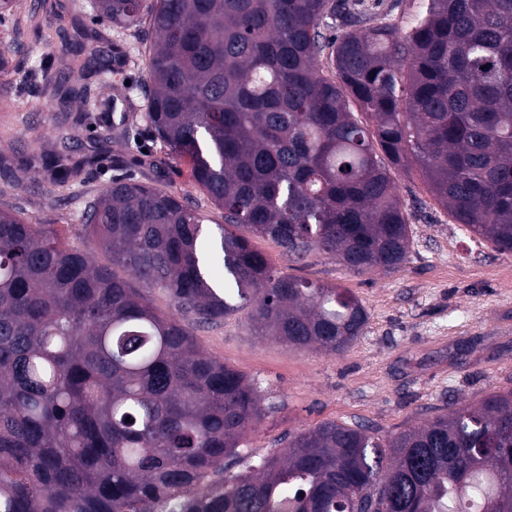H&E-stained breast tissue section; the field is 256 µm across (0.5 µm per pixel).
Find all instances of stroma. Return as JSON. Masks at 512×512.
I'll list each match as a JSON object with an SVG mask.
<instances>
[{"label":"stroma","mask_w":512,"mask_h":512,"mask_svg":"<svg viewBox=\"0 0 512 512\" xmlns=\"http://www.w3.org/2000/svg\"><path fill=\"white\" fill-rule=\"evenodd\" d=\"M74 3L19 0L14 15L0 21V48L12 61L11 75L0 77V158L13 179L0 202L30 223L53 225L67 245L80 250H92L78 232L83 196L115 176L159 183L198 203L207 223H223L222 210L194 185L187 166L165 160L164 146L141 135L123 98L111 113L120 133L86 186L49 200L31 180L57 118L47 108L43 86L28 76L56 62L62 46L53 32L69 26ZM117 45L126 56L114 67L113 83L146 81L145 46L126 34L110 36L104 48ZM392 175L413 237L405 267L356 275L318 256L298 269L311 281L347 289L366 308L365 332L346 351L296 349L251 335L243 311L219 327L196 331L201 347L278 405L245 437L244 461L272 454L285 435L326 421H361L396 433L425 424L445 400L473 405L489 392L512 388V255L456 224L428 192L417 164L393 169Z\"/></svg>","instance_id":"obj_1"}]
</instances>
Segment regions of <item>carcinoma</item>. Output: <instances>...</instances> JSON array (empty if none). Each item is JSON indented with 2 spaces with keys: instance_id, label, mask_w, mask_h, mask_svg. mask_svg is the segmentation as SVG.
<instances>
[{
  "instance_id": "obj_1",
  "label": "carcinoma",
  "mask_w": 512,
  "mask_h": 512,
  "mask_svg": "<svg viewBox=\"0 0 512 512\" xmlns=\"http://www.w3.org/2000/svg\"><path fill=\"white\" fill-rule=\"evenodd\" d=\"M372 2H89L117 32L155 33L144 128L224 223L114 179L80 213L102 265L0 207V512H512V389L385 438L324 422L224 475L263 396L191 328L246 309L253 336L341 353L368 321L251 237L291 269L316 255L356 275L403 268L411 228L382 152L512 254V0H426L406 33L374 22ZM101 39L73 21L60 77L44 78L66 114L31 173L51 195L86 183L69 144L117 135L94 92L112 86Z\"/></svg>"
}]
</instances>
